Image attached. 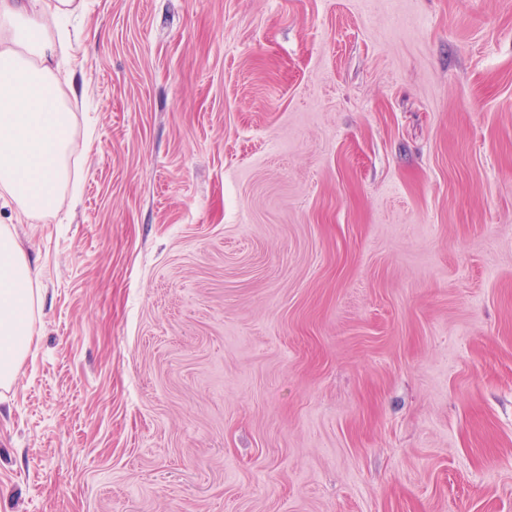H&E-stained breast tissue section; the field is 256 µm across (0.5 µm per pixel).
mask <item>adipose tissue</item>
Here are the masks:
<instances>
[{
  "label": "adipose tissue",
  "instance_id": "1",
  "mask_svg": "<svg viewBox=\"0 0 512 512\" xmlns=\"http://www.w3.org/2000/svg\"><path fill=\"white\" fill-rule=\"evenodd\" d=\"M83 0H0V191L20 214L45 217L75 189L71 168L85 149L54 63L62 24ZM41 305L29 265L0 226V386L11 385L28 354Z\"/></svg>",
  "mask_w": 512,
  "mask_h": 512
}]
</instances>
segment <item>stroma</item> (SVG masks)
Listing matches in <instances>:
<instances>
[{
	"label": "stroma",
	"mask_w": 512,
	"mask_h": 512,
	"mask_svg": "<svg viewBox=\"0 0 512 512\" xmlns=\"http://www.w3.org/2000/svg\"><path fill=\"white\" fill-rule=\"evenodd\" d=\"M80 196L9 225L0 512H512V0H86ZM39 288L24 252L6 225L0 226V386L11 385L28 354L40 310Z\"/></svg>",
	"instance_id": "obj_1"
}]
</instances>
